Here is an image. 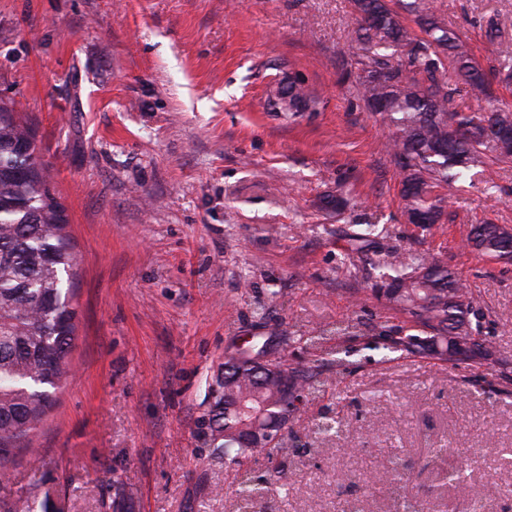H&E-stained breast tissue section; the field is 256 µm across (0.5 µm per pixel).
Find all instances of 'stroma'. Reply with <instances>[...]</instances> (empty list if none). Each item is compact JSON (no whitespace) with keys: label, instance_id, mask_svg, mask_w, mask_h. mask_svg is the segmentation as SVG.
I'll return each instance as SVG.
<instances>
[{"label":"stroma","instance_id":"35a3bbf8","mask_svg":"<svg viewBox=\"0 0 512 512\" xmlns=\"http://www.w3.org/2000/svg\"><path fill=\"white\" fill-rule=\"evenodd\" d=\"M432 6L483 69L512 63V0ZM355 27L352 0H0V99L47 163L79 259L73 371L1 497L34 512H401L405 496L512 512V379L385 349L401 318L369 291L398 253L443 259L512 363V260L463 245L471 225L512 227V159L445 189L446 223H406L388 131L341 80ZM286 73L319 111L272 109ZM365 222L382 235L359 267L345 232ZM349 321L358 338L336 339ZM257 336L322 384L286 453L241 473L208 420L225 357Z\"/></svg>","mask_w":512,"mask_h":512}]
</instances>
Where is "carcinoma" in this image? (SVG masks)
<instances>
[{"instance_id": "carcinoma-1", "label": "carcinoma", "mask_w": 512, "mask_h": 512, "mask_svg": "<svg viewBox=\"0 0 512 512\" xmlns=\"http://www.w3.org/2000/svg\"><path fill=\"white\" fill-rule=\"evenodd\" d=\"M353 2L352 69L343 78L391 132L387 149L399 167L404 215L411 222L424 217L422 227L428 229L445 216L444 197L433 189L467 179L487 154L512 157V143L494 133L500 124L512 125V112L494 104L478 114L457 110L459 88L448 78V68L479 91L488 84L487 74L425 0ZM274 106L280 112H314L318 100L292 76L288 98ZM67 224L32 135L14 119L13 103L0 99V472L30 445L70 371L78 261ZM346 236L362 254L376 244L378 225L354 224ZM467 242L483 256L512 259V234L497 224L474 225ZM371 293L383 308L406 319L405 335L388 340L386 348L486 373L501 365L493 341L479 335L469 319L471 290L444 261L403 253L378 274ZM266 346L255 342L239 351L225 373L224 410L215 415V424L224 434L217 450L230 461L283 453L282 438L242 447L244 429L259 418L276 429L284 418L293 425L294 401L320 383L319 372L299 366L288 367L286 378L259 379L250 353Z\"/></svg>"}]
</instances>
